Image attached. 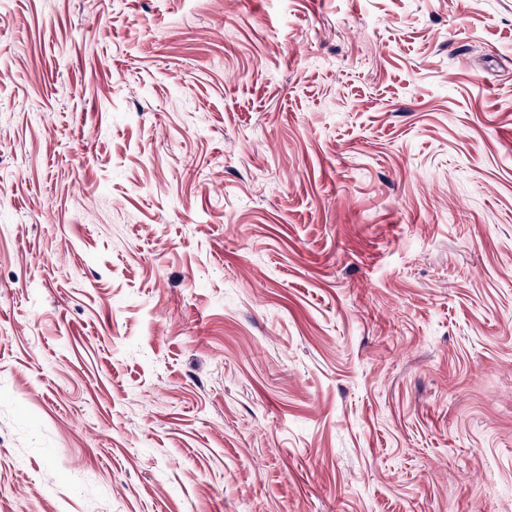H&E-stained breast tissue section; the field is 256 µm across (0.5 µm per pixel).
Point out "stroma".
<instances>
[{
	"instance_id": "obj_1",
	"label": "stroma",
	"mask_w": 512,
	"mask_h": 512,
	"mask_svg": "<svg viewBox=\"0 0 512 512\" xmlns=\"http://www.w3.org/2000/svg\"><path fill=\"white\" fill-rule=\"evenodd\" d=\"M0 512H512V0H0Z\"/></svg>"
}]
</instances>
